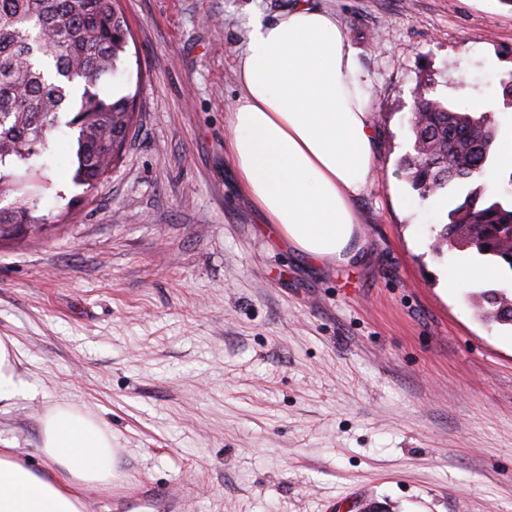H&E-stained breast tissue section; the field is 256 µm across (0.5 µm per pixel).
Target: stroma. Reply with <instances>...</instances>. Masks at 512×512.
Here are the masks:
<instances>
[{
	"label": "stroma",
	"mask_w": 512,
	"mask_h": 512,
	"mask_svg": "<svg viewBox=\"0 0 512 512\" xmlns=\"http://www.w3.org/2000/svg\"><path fill=\"white\" fill-rule=\"evenodd\" d=\"M291 2L122 0L132 38L99 92L134 96L135 137L88 193L56 131L46 224L0 243V336L25 384L0 448L45 475L46 411L99 421L118 476L83 512H512V328L475 315L481 281L446 292L477 256L434 252L446 211L402 167L423 96L512 136V5L316 0L357 52L376 130L365 246L342 264L278 238L227 152L251 23Z\"/></svg>",
	"instance_id": "1"
}]
</instances>
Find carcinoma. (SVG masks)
Here are the masks:
<instances>
[{"mask_svg":"<svg viewBox=\"0 0 512 512\" xmlns=\"http://www.w3.org/2000/svg\"><path fill=\"white\" fill-rule=\"evenodd\" d=\"M130 31L119 0H0V242L26 236L42 224L38 186L60 115L75 132L72 180L96 189L112 172L133 134L132 97L106 98L98 83L113 76ZM413 154L404 159L406 179L421 200L453 197L434 248L471 249L512 270V205L485 197L471 183L488 168L509 173L492 153L497 130L487 113L455 109L421 98L411 116ZM479 316L512 325V296L504 290L475 293Z\"/></svg>","mask_w":512,"mask_h":512,"instance_id":"cac0c4a2","label":"carcinoma"}]
</instances>
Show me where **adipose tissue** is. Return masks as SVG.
I'll return each instance as SVG.
<instances>
[{
    "label": "adipose tissue",
    "instance_id": "1",
    "mask_svg": "<svg viewBox=\"0 0 512 512\" xmlns=\"http://www.w3.org/2000/svg\"><path fill=\"white\" fill-rule=\"evenodd\" d=\"M229 152L242 191L277 233L311 260L349 262L363 237L354 207L375 167L370 83L330 11L294 0L275 21L254 22L239 61ZM46 478L0 448V512H82L111 485L112 437L78 409L41 420Z\"/></svg>",
    "mask_w": 512,
    "mask_h": 512
}]
</instances>
